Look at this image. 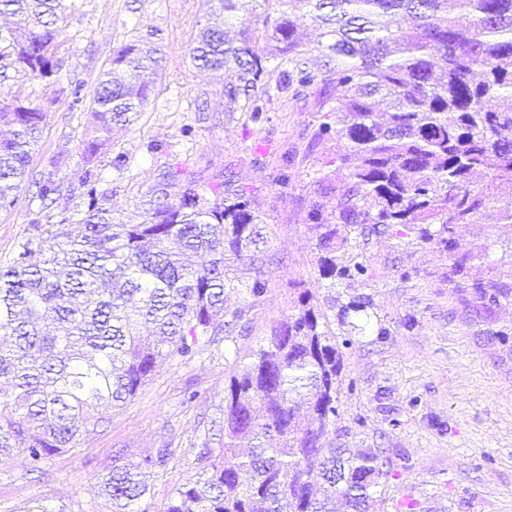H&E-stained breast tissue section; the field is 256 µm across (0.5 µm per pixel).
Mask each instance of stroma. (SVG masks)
Wrapping results in <instances>:
<instances>
[{"instance_id": "obj_1", "label": "stroma", "mask_w": 512, "mask_h": 512, "mask_svg": "<svg viewBox=\"0 0 512 512\" xmlns=\"http://www.w3.org/2000/svg\"><path fill=\"white\" fill-rule=\"evenodd\" d=\"M212 7L211 0H78L66 21L59 73L0 85V98L19 92L48 109L29 178L15 207L0 210L1 264L30 234L29 221L41 207L37 179L68 189L88 166L83 133L91 117L70 108V84L92 94L113 48L137 41L158 48L159 74L147 106L132 124L114 129L89 165L100 203L114 223L136 224L160 184H168L174 199L185 184L206 195L230 177L251 190L270 259L267 292L251 306L249 323L192 360L159 362L100 433L50 457L39 472L28 470L22 451L0 456V512H26L39 503L49 512H112L100 490L102 476L165 445L172 456L149 472L145 500L148 512H162L175 489L199 480L202 444L223 448L230 376L304 291L335 330L343 303L368 304L354 319L358 329L343 357L336 432L325 445L378 454L385 476L374 490L375 512H512V342L494 336L512 326V305L476 316L448 285L447 254L389 234L358 247L367 278L334 287L321 279L315 235L303 215L317 198L318 179L346 185L344 171L329 163L338 141H313L322 98L313 91L297 100L281 93L260 125L231 111L223 76L195 68L190 58ZM188 125L189 137L183 134ZM285 151L294 163L283 185L277 174ZM118 156L123 164L116 168ZM188 388L199 394L191 404L184 401ZM359 417L364 426L356 425Z\"/></svg>"}]
</instances>
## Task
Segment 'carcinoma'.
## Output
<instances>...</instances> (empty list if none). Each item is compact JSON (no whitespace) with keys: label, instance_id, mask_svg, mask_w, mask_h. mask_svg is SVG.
Wrapping results in <instances>:
<instances>
[{"label":"carcinoma","instance_id":"1","mask_svg":"<svg viewBox=\"0 0 512 512\" xmlns=\"http://www.w3.org/2000/svg\"><path fill=\"white\" fill-rule=\"evenodd\" d=\"M236 41L201 29L190 54L204 70H224V97L254 123L272 92L336 87L322 100L315 133L344 142L328 160L346 171L347 188L317 180L304 221L316 235L318 275L336 285L367 274L352 242L395 232L448 254V283L469 296L477 315L512 302V0H214L224 23L254 11ZM75 0H0V85L47 78ZM304 11L319 30L321 75L312 73L290 20ZM153 50L126 43L113 50L92 95L71 89V107L87 106L84 160L91 163L114 124L130 121L153 94ZM48 111L20 95L0 100V209H10L27 176ZM87 208L64 217L56 248L36 258V235L0 266V456L22 445L30 471L78 448L133 398L158 362L191 360L233 329L248 310L224 308V290L265 294L266 253L247 187L227 178L208 200L187 185L179 200L161 189L139 224H115L98 202L93 174L80 179ZM508 197L507 203L501 198ZM497 208L506 246L499 266L482 270L486 247L458 252L457 229L480 224ZM349 335H338L310 299L299 304L224 388V448L203 442L207 477L170 496L163 512H371V488L383 470L369 449L326 448L336 418ZM157 448L141 462L102 478L112 512H134L148 494L142 470L164 465Z\"/></svg>","mask_w":512,"mask_h":512}]
</instances>
